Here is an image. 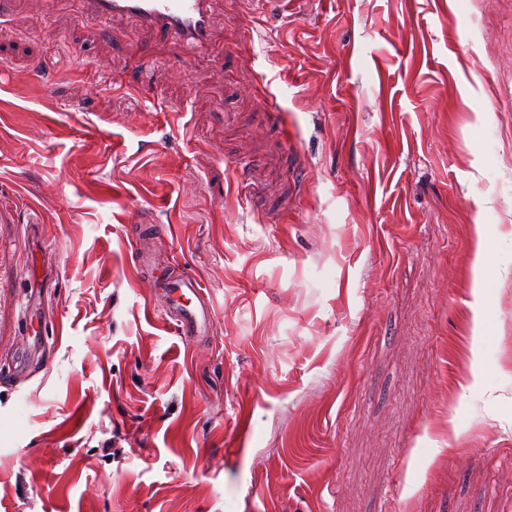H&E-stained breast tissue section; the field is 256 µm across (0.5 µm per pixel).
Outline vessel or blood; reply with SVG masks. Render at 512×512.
<instances>
[{
    "instance_id": "1",
    "label": "vessel or blood",
    "mask_w": 512,
    "mask_h": 512,
    "mask_svg": "<svg viewBox=\"0 0 512 512\" xmlns=\"http://www.w3.org/2000/svg\"><path fill=\"white\" fill-rule=\"evenodd\" d=\"M88 11L97 19H135L141 26L182 44L187 52L208 46L214 37L212 0H86ZM155 285L169 301L164 316L172 318L182 335H197L208 317L193 300L203 286L193 276L171 280L156 277Z\"/></svg>"
}]
</instances>
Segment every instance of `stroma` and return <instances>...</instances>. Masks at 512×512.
I'll return each mask as SVG.
<instances>
[{"mask_svg":"<svg viewBox=\"0 0 512 512\" xmlns=\"http://www.w3.org/2000/svg\"><path fill=\"white\" fill-rule=\"evenodd\" d=\"M266 12L0 15V512H512V0ZM101 21L135 19L141 26L182 44L188 53L208 46L214 37L212 0H85ZM154 285L155 288H160L168 298L167 308L163 310L158 309V311L166 319L168 317L172 318L182 335H197L208 317L207 310L195 307L193 304V299L198 297L203 291L204 287L201 282L193 276H184L177 280L156 276ZM172 295L176 297L171 298Z\"/></svg>","mask_w":512,"mask_h":512,"instance_id":"obj_1","label":"stroma"}]
</instances>
